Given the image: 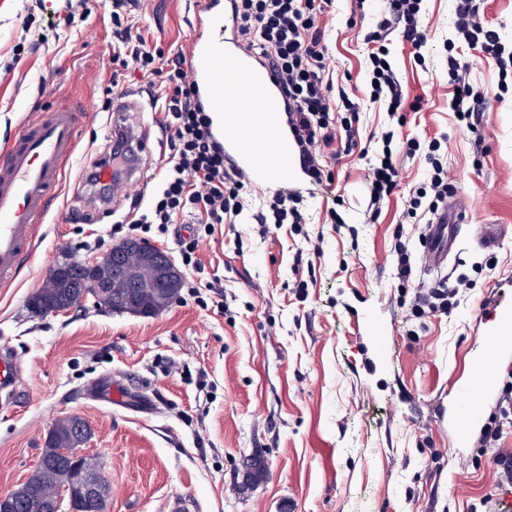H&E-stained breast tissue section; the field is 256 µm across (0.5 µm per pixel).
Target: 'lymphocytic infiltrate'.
I'll return each mask as SVG.
<instances>
[{
  "label": "lymphocytic infiltrate",
  "mask_w": 512,
  "mask_h": 512,
  "mask_svg": "<svg viewBox=\"0 0 512 512\" xmlns=\"http://www.w3.org/2000/svg\"><path fill=\"white\" fill-rule=\"evenodd\" d=\"M421 4L422 0H386L384 11L372 19L365 36L373 46L368 55L370 99L387 101L394 124L382 135V155L369 188L368 208L370 213H378L383 201L398 187L394 149L421 154L428 166V178L408 194L404 217L412 223L438 210L454 195L440 139L423 143L413 137H400L395 130L403 121L405 94L388 59L385 41L394 34L413 49L424 46ZM326 7L325 0H236L235 7L242 40L277 76L306 172L317 184L326 177V157L349 155L357 147L361 110L358 99L324 77L327 45L322 17ZM455 17L454 39L446 46L450 53L448 81L454 88L450 107L460 129L474 133L488 97L471 81L454 50L465 44L480 48L492 58L500 77L498 92L503 95L512 89L507 84L512 75V43L503 41L499 32L483 21L477 0H456ZM114 56L122 64L135 65L151 84L160 86L161 92L153 100L161 105L170 147L164 173L148 202L134 203L128 231L135 236L153 229L165 234L179 216L194 215L195 229L190 235L178 237L177 242L184 265L199 269L194 254L200 238L212 235L216 225L242 214L245 182L224 159V149L213 136L211 117L197 100L183 57L163 58L142 36L128 32L123 33ZM252 218L260 225L301 226L306 221L304 196L291 192L262 199ZM467 285V280L460 278L455 285L442 283L421 292L410 306L411 316L421 319L450 313ZM508 422H512V379L505 381L499 414L489 420L480 440L481 447L496 449L501 481L512 487V451L497 447Z\"/></svg>",
  "instance_id": "obj_1"
}]
</instances>
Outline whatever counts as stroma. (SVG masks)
<instances>
[{
    "label": "stroma",
    "mask_w": 512,
    "mask_h": 512,
    "mask_svg": "<svg viewBox=\"0 0 512 512\" xmlns=\"http://www.w3.org/2000/svg\"><path fill=\"white\" fill-rule=\"evenodd\" d=\"M189 0H137L128 24L170 56L191 38L207 41L234 29L224 21L190 24ZM384 0H333L326 74L366 99L359 137L367 156L328 160L334 180L312 184L299 165L290 181L307 195V222L259 229L251 210L200 239L202 281L220 279L222 305L180 292L152 317L119 314L85 299L63 313L29 305L48 271L104 252L135 198L149 197L169 154L161 112L127 113L145 132L138 171L110 203L78 208L87 165L106 145L116 103L147 104L140 72L112 60L111 0H58L47 14L35 0H0V150L20 125L58 103L87 105L78 147L55 195L36 251L15 281L0 287V342L24 364L13 405L0 408V494L35 471L54 423L78 416L92 437L81 447L102 463L109 484L105 512H165L169 499L198 512H507L494 452L458 448L442 417L464 358L478 351L479 306L493 281L512 278V95L497 98L498 69L481 50L458 57L490 100L478 135L460 131L449 102L443 42L453 35L454 0H426L424 60L398 41L389 60L407 103L404 134L444 136L448 181L470 210L471 224L500 234L489 251L468 240L446 268L426 272L424 223L403 221L404 193L425 177L423 157L394 151L399 191L377 220L367 213L369 186L390 125L386 102H369L364 42ZM74 13L72 25L53 15ZM338 210L341 223L330 212ZM403 237L415 282L396 277L393 247ZM497 255L491 270L476 262ZM464 276L471 286L449 314L409 320L417 284ZM373 328H364L365 318ZM381 336L388 358L377 355ZM126 400L107 405L90 393L104 377ZM267 463L251 485V457Z\"/></svg>",
    "instance_id": "35a3bbf8"
}]
</instances>
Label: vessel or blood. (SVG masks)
<instances>
[{"label":"vessel or blood","mask_w":512,"mask_h":512,"mask_svg":"<svg viewBox=\"0 0 512 512\" xmlns=\"http://www.w3.org/2000/svg\"><path fill=\"white\" fill-rule=\"evenodd\" d=\"M191 83L208 111L217 113L212 130L224 155L250 185H267L288 168L296 144L281 122L285 103L277 78L240 42L191 41ZM265 105L254 108L255 98ZM80 108L57 105L25 122L0 161V284L12 283L34 254L36 231L50 211L51 192L77 146ZM464 223L458 200H451L427 224L425 267L438 270L456 252ZM485 351L468 361L448 404V426L460 446L483 429L482 401L495 388L499 367L512 365V283L499 282L479 307ZM22 365L12 347H0V398L14 401Z\"/></svg>","instance_id":"vessel-or-blood-1"}]
</instances>
